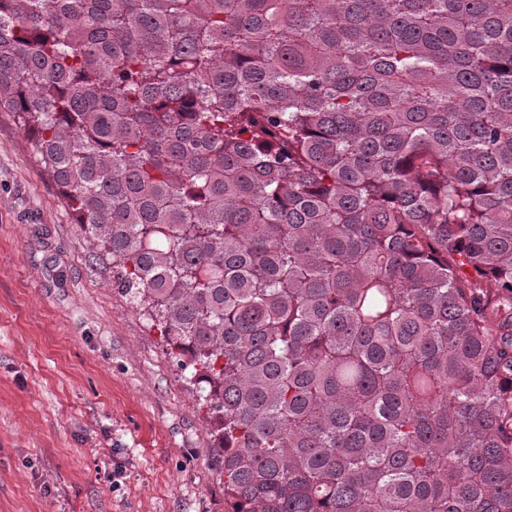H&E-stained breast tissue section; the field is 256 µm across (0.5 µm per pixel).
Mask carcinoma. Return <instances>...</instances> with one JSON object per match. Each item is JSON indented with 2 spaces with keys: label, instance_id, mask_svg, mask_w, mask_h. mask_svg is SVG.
Wrapping results in <instances>:
<instances>
[{
  "label": "carcinoma",
  "instance_id": "cac0c4a2",
  "mask_svg": "<svg viewBox=\"0 0 512 512\" xmlns=\"http://www.w3.org/2000/svg\"><path fill=\"white\" fill-rule=\"evenodd\" d=\"M2 111L225 512H512V0H0Z\"/></svg>",
  "mask_w": 512,
  "mask_h": 512
}]
</instances>
